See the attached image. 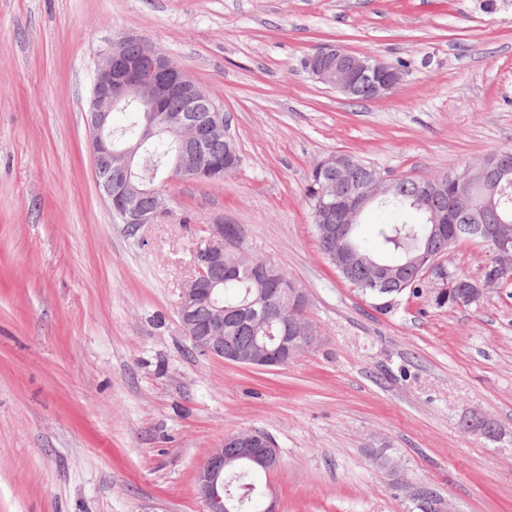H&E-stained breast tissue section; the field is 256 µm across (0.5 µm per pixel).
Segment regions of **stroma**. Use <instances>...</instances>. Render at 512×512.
Instances as JSON below:
<instances>
[{"label":"stroma","mask_w":512,"mask_h":512,"mask_svg":"<svg viewBox=\"0 0 512 512\" xmlns=\"http://www.w3.org/2000/svg\"><path fill=\"white\" fill-rule=\"evenodd\" d=\"M0 0V512H204L196 473L225 435L267 433L277 512H408L374 460L458 512H512V284L432 288L377 310L322 255L305 189L349 153L450 173L512 146V0ZM133 33L213 98L240 164L168 181L170 211L118 224L88 149L100 53ZM340 44L401 67L354 102L307 56ZM232 224L307 296L317 341L262 371L192 349L177 317L192 253ZM486 245L442 264L478 278ZM482 412L501 435L465 434Z\"/></svg>","instance_id":"35a3bbf8"}]
</instances>
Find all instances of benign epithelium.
<instances>
[{
  "mask_svg": "<svg viewBox=\"0 0 512 512\" xmlns=\"http://www.w3.org/2000/svg\"><path fill=\"white\" fill-rule=\"evenodd\" d=\"M129 42L145 45L137 36L123 34L113 39L98 64L88 110L89 149L95 171L107 176L100 189L113 215L123 224H154L170 211V198L163 191L136 181L138 162L134 148L112 143V112L131 104L145 106L143 138L158 133L171 136L178 147L175 168L186 179L218 178L224 169L235 166V158L233 153H228L224 168L208 161L211 145L224 140V119L216 112L210 97L166 55L150 49L140 55L128 54L123 45ZM310 73L316 81L346 96L359 86L366 99L372 101L389 96L402 80L401 73L391 64L338 44H326L316 53ZM171 98L182 99L186 108L182 111L165 109L164 104ZM198 104L212 112L209 120H192V110ZM355 165L352 156L346 153L333 154L317 165L318 187L315 191L318 205L312 217L318 224L327 254L342 270L346 269L351 253L346 225L354 223L375 200L396 189V178L376 169L369 170L361 181H353L351 173ZM477 168L481 170L485 193L492 195L512 172V158L490 154L478 162ZM471 169L468 164L449 174V179L457 190L459 202L472 219L477 220L480 211L471 204L470 197ZM433 182L430 177L422 181L417 204L429 213L434 237L441 239L446 224L455 218L456 208L448 206L440 190L432 187ZM454 234L481 240L488 246L487 259L479 280L456 278L451 288L446 275L442 274L445 267L441 264L448 249L432 254L426 252L413 260V267L423 275L436 277L438 291L448 293V297L458 303L478 302L503 280L512 278L511 224H456ZM236 237L237 230L233 226L210 225L208 235L194 251V273L180 288L179 324L187 340L208 357L258 370L278 368L312 346L318 333L304 315L305 294L291 284L274 289L277 295L274 302L266 292L242 306L253 329L264 330L274 322L278 324L279 335L260 336L254 344L244 348L224 336L221 288L224 277L236 276L237 270V267L224 263V256L233 254L229 246ZM407 271L409 268L404 266L393 273L374 267L368 277L369 287L378 289L381 296L391 297L389 303L393 304V297L400 295L402 289H388L383 283L399 281L405 278ZM202 310L207 313L203 320L199 318ZM490 422L485 415L473 414L465 421L463 431L480 437L483 426ZM226 448L236 449V454L229 458L224 456ZM236 461L255 464L269 472L280 465V455L271 437L254 430L226 435L219 447L212 449L197 473L196 494L204 502L206 512H240L243 509L250 492L236 494L225 474L226 466ZM409 497L413 502L433 501L435 512H457L451 501L441 497L424 481H416L410 486Z\"/></svg>",
  "mask_w": 512,
  "mask_h": 512,
  "instance_id": "obj_1",
  "label": "benign epithelium"
}]
</instances>
